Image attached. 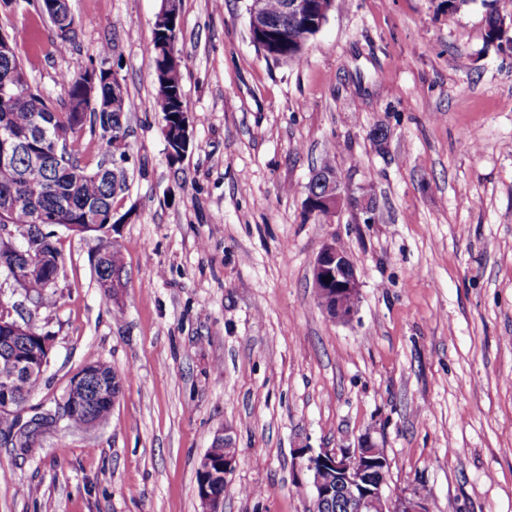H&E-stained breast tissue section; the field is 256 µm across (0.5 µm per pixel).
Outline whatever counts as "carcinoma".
Here are the masks:
<instances>
[{
  "instance_id": "carcinoma-1",
  "label": "carcinoma",
  "mask_w": 512,
  "mask_h": 512,
  "mask_svg": "<svg viewBox=\"0 0 512 512\" xmlns=\"http://www.w3.org/2000/svg\"><path fill=\"white\" fill-rule=\"evenodd\" d=\"M271 12L278 18L288 34V41L279 53L284 61L300 58L305 41L312 30L293 24L289 16L279 13L280 0H269ZM90 70L83 59L71 60L68 68L60 74L59 81L66 88L67 101L62 111L53 109L45 95L25 80L19 94L7 100L0 99V134L8 132L15 136H30L22 150L9 165H0V208L13 206V224L19 235L33 234L40 239L44 253L59 259L55 245L56 228L69 224H84L86 216L97 210L103 218L112 215L114 197L125 190L128 171L123 166L99 163L88 171L80 165L74 150L68 151L67 159L58 160L45 154L34 131L39 121L46 123L49 133L61 132L75 135L88 128L99 135L108 146L124 138L127 114L132 103L127 94H122L117 107H112V82L104 80V72L96 79L95 102L98 108H90L86 117L73 111L75 101L87 95L86 74ZM26 76L24 67L15 50L0 55V81L5 78ZM156 111L163 114L166 125H176L178 113L185 110L182 74H177L169 86V92L156 95ZM100 278L109 277L124 270L123 255L119 248L110 249L102 258ZM37 303L50 308L58 298L45 280L30 281L25 286ZM92 372V381L113 392L120 391L121 379L112 366L103 361L90 363L82 368ZM112 405L95 402L91 416L82 411L70 413L63 422L75 430H84L92 425H103L109 421Z\"/></svg>"
}]
</instances>
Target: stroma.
<instances>
[{"label": "stroma", "instance_id": "obj_1", "mask_svg": "<svg viewBox=\"0 0 512 512\" xmlns=\"http://www.w3.org/2000/svg\"><path fill=\"white\" fill-rule=\"evenodd\" d=\"M162 5L68 0L64 55L37 0L0 8L55 106L60 72L103 44L134 103L112 208L119 301L97 286L98 239L63 227L56 307L0 274V301L53 344L25 416L98 360L121 394L107 424H57L25 453L0 439V512H200L196 465L227 426L224 512H312L301 450L367 432L387 495L512 512V54L488 41L482 0H335L298 62L257 49L248 0H179L194 146L178 162L147 57ZM327 156L355 201L315 217L306 185ZM331 239L360 282L348 323L313 294Z\"/></svg>", "mask_w": 512, "mask_h": 512}]
</instances>
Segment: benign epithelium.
<instances>
[{"mask_svg":"<svg viewBox=\"0 0 512 512\" xmlns=\"http://www.w3.org/2000/svg\"><path fill=\"white\" fill-rule=\"evenodd\" d=\"M178 0H164L158 13L159 29L170 25L177 17L174 7ZM249 32L260 49L268 51L281 37L274 18L270 15L267 0H248ZM179 137L165 136L169 156L181 159L191 145L188 113L178 117ZM351 200L336 172H316L308 186V203L316 206L313 214L329 216L336 213L344 201ZM30 255L22 270L15 271L13 279L19 285L25 281L43 278L47 268L34 255L35 245L27 244ZM331 281H325L326 277ZM312 286L314 293L322 296V309L333 320L347 323L358 312L360 287L356 270L349 255L336 244L327 241L319 250L313 264ZM46 360L27 354L13 353L10 368L0 377V411L12 413L22 405L20 394L14 389L16 380L27 374L44 370ZM235 431L224 427L215 435L211 448L199 458L197 471L202 483L197 488L201 512H223L224 494L220 486L233 473L237 463ZM224 448V463L215 462L213 449ZM389 461L371 434L359 440L353 450L325 449L307 457L306 469L310 473L314 493L313 512H321L333 501L343 504L347 512H429L427 497L418 491L393 498L385 495Z\"/></svg>","mask_w":512,"mask_h":512,"instance_id":"7a95c632","label":"benign epithelium"}]
</instances>
